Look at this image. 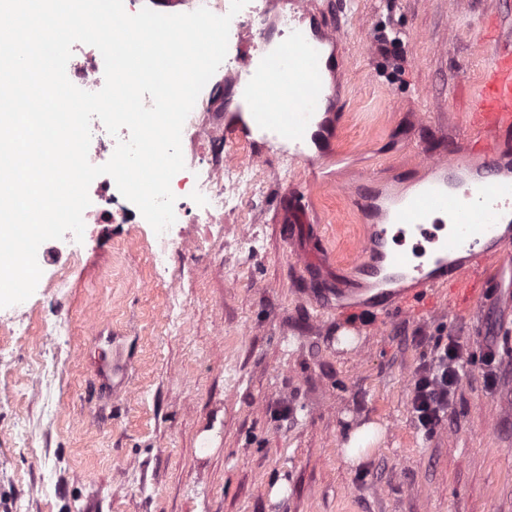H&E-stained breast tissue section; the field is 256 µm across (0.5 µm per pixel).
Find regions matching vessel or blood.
Segmentation results:
<instances>
[{"mask_svg": "<svg viewBox=\"0 0 512 512\" xmlns=\"http://www.w3.org/2000/svg\"><path fill=\"white\" fill-rule=\"evenodd\" d=\"M291 22L289 48L274 51L271 37L256 32L248 17L264 11V0H248L244 24L229 30L224 60L226 95L249 105L250 122L227 128L236 140L260 133L262 146L287 145L301 154L314 114L331 102L333 89L324 81L315 42L339 47L335 25L318 15L314 0H288ZM479 43L490 48L492 62L484 72L471 108L477 148L488 161L465 185L455 176L464 161L439 154L425 165L434 174L429 184L411 196L381 189L351 192L353 200L370 202L394 228V235L371 231L355 241L347 265L363 279L355 285L337 280L331 296L336 309L348 315L372 313L378 326L394 316H419L432 308L430 291L452 286L460 299L489 300L500 275L512 270V180L500 179L495 157L503 139L512 137V37L488 25ZM434 241L433 267L424 270L406 240Z\"/></svg>", "mask_w": 512, "mask_h": 512, "instance_id": "b4317fda", "label": "vessel or blood"}]
</instances>
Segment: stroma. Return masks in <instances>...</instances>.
<instances>
[{
	"instance_id": "1",
	"label": "stroma",
	"mask_w": 512,
	"mask_h": 512,
	"mask_svg": "<svg viewBox=\"0 0 512 512\" xmlns=\"http://www.w3.org/2000/svg\"><path fill=\"white\" fill-rule=\"evenodd\" d=\"M316 8L350 57L324 151L249 147L256 192L223 223L176 225L186 246L165 272L147 225L95 224L64 285L0 308V512H512V358L492 388L482 360L512 347V278L492 303L442 297L383 329L321 306L375 221L344 187L406 192L445 151L483 163L469 106L491 55L477 40L489 16L512 32V0ZM448 334L469 362L428 436L411 383ZM108 351L127 366L116 393L95 369ZM368 421L383 441L346 462L339 448Z\"/></svg>"
}]
</instances>
